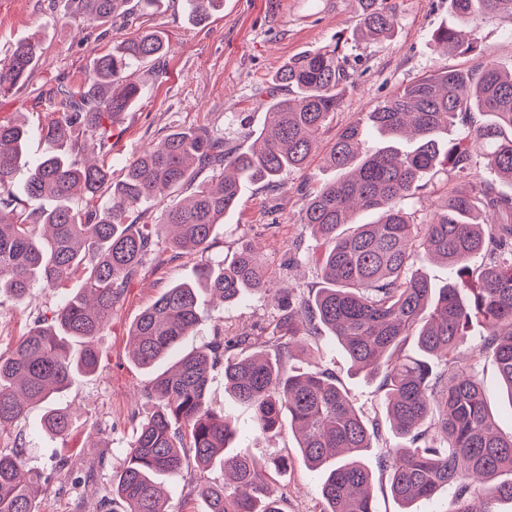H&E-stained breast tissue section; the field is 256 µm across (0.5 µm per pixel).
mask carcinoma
I'll list each match as a JSON object with an SVG mask.
<instances>
[{"label":"carcinoma","mask_w":512,"mask_h":512,"mask_svg":"<svg viewBox=\"0 0 512 512\" xmlns=\"http://www.w3.org/2000/svg\"><path fill=\"white\" fill-rule=\"evenodd\" d=\"M130 0H66L59 21L92 19L125 23ZM357 37L390 39L397 24L393 0H357ZM224 0H187L196 20ZM460 21L512 19V0H449ZM443 53L474 50L454 27L433 35ZM166 51L152 32L124 41L98 57L87 80L58 79L48 97L58 117L41 128L44 158L30 172L27 194L49 202L38 215L12 194L14 172L29 130L0 120V294L23 297L41 283L56 289L79 277L71 294L0 354V433L18 425L36 403L55 401L76 372L99 364L97 338L129 280L164 243L181 255L208 252L216 228L238 203L244 182L277 185L283 173L306 167L326 126L343 106L356 71L342 37L330 47L290 58L265 90V120L246 131L253 142L239 152L224 133L206 127L167 134L141 151L112 180L107 157L112 124L140 95L133 68ZM42 61L37 39L17 44L0 61V96L14 95ZM462 129L445 138L448 127ZM90 137L101 157L85 161ZM374 132L381 147L373 150ZM512 183V70L478 57L468 69L441 66L408 83L336 134L326 164L344 176L306 189L296 224L326 245L320 255L322 287L313 300L280 290L278 318L257 335L232 341L217 336L205 348L181 356L158 374L147 392L153 410L142 418L129 445L127 466L101 498V512H166L161 479L192 455L205 470L224 469V481L200 476L191 492L206 512H288L267 472L251 457L228 453L231 421L208 405L214 368H224V388L250 406L256 431L294 433L303 462L324 470L322 512H375L372 474L360 461L381 437L350 399L332 369L305 372L289 363L333 336L351 367L382 377L385 411L404 445L387 448L380 467L393 498L407 507L452 491V512H500L512 503V436L491 420L479 366L496 363L512 391V196L477 176V157ZM203 170L210 176L198 180ZM183 188L190 198L163 207L153 224H133L131 214L149 199ZM358 211L379 218L358 224ZM485 250L479 270L469 258ZM448 265L447 286L435 288L417 265L422 258ZM266 263L248 241L230 258L197 265L196 279L166 289L129 330L133 361L152 368L198 325V290L228 305L248 292L270 291ZM481 344L462 356L473 324ZM81 343L78 354L69 342ZM418 355L404 353L407 344ZM73 414L54 408L47 431L70 432ZM21 450H0V512H37L41 476L25 480Z\"/></svg>","instance_id":"obj_1"}]
</instances>
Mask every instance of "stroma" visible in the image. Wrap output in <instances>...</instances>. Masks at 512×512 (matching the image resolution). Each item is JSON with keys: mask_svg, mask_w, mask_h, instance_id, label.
<instances>
[{"mask_svg": "<svg viewBox=\"0 0 512 512\" xmlns=\"http://www.w3.org/2000/svg\"><path fill=\"white\" fill-rule=\"evenodd\" d=\"M52 4L53 0H0V59L16 43L34 37L40 40L45 58L22 96L0 98V117L25 122L30 130L25 163L15 178L19 187L45 149L40 129L54 117L46 97L53 76L63 73L73 83H83L94 60L111 50L113 42L156 31L167 48L160 62H146L136 69L140 97L113 127L109 163L117 176L126 161L150 142L177 129L218 128L226 139L244 144L241 123L255 129L265 118L264 108L258 105L260 88L272 84L289 58L333 43L337 32L352 33L357 23L356 0H224L223 9L200 23L189 19L185 0H163L162 9L156 12L131 6L129 25L109 28L80 20L52 22ZM398 4L399 23L392 40L349 43L347 51L356 59L357 79L322 134L308 167L286 173L276 188L243 185L235 210L216 230L207 259L231 256L238 240L245 238L267 261L274 282L295 288L301 295L317 287L320 274L313 254L321 245L300 231L296 217L303 187L334 177L324 157L337 131L435 68H468L476 61L472 53L440 57L433 51V32L454 22L448 0H398ZM464 30L499 66L512 70V20L487 18L465 25ZM196 266V259L163 249L139 269L98 339L101 359L97 370L74 375L57 400L58 405L79 412L68 435L45 431L42 418L48 407L44 404L34 407L18 426L0 433V450L21 448L26 470L48 479L38 497V512H97L101 497L125 466L138 414L149 410L146 392L168 366L164 360L151 369L137 366L130 354L129 329L166 288L193 279ZM60 298V293L40 287L31 288L22 299L0 296V353L11 351L18 338L55 308ZM200 312L201 321L183 340L179 354L205 346L218 334L232 337L258 332L274 318L276 308L260 294L246 295L226 306L205 292L200 296ZM318 347L321 361L334 370L356 407L368 417L384 418L380 379L354 374L333 337H323ZM480 379L497 430L511 435L512 402L492 359L482 361ZM207 399L213 409L231 417L237 430L234 450L260 460L289 456L288 471L272 475L275 492L290 501L288 512H321L318 488L322 474L303 463L290 432L257 437L252 410L225 392L222 368H215L210 376ZM400 443L390 426H383L379 448L363 456L373 475L375 512H399L388 476L379 468L378 454L380 448ZM198 475L195 464L189 463L164 477L168 512H204L203 502L191 492Z\"/></svg>", "mask_w": 512, "mask_h": 512, "instance_id": "obj_1", "label": "stroma"}]
</instances>
